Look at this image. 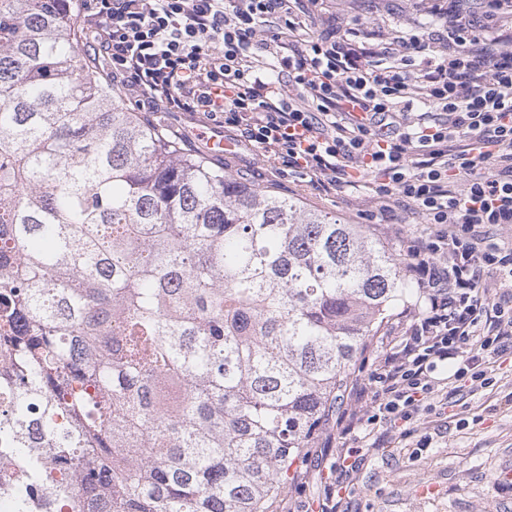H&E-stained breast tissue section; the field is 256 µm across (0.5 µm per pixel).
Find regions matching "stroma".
<instances>
[{
    "label": "stroma",
    "instance_id": "stroma-1",
    "mask_svg": "<svg viewBox=\"0 0 512 512\" xmlns=\"http://www.w3.org/2000/svg\"><path fill=\"white\" fill-rule=\"evenodd\" d=\"M449 6V0H319L315 13H299L297 20L310 32L334 23L337 32L356 34L376 59L390 64L394 57L387 53V44L408 30L429 44L430 56L446 54L447 41L436 40L435 33L447 24L444 11ZM138 119L164 138L176 132L186 135L184 153L205 157L256 188L300 200L348 224L372 216L376 233L395 252L429 229L413 208L395 201L383 206L370 186V174H361L355 186L320 195L307 183L277 174L271 160L249 150L240 147L224 155L210 151L197 135L209 125L203 116L149 112ZM494 376V389L462 387L453 405H439L422 415L419 432L431 439L422 455L412 456L397 433L376 430L381 447L353 475L349 512H512V356L497 360ZM317 463L314 449H307L291 467L269 512H286L298 496H314L321 478Z\"/></svg>",
    "mask_w": 512,
    "mask_h": 512
}]
</instances>
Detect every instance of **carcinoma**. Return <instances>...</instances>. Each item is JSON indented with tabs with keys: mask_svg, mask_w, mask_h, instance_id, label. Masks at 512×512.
Listing matches in <instances>:
<instances>
[{
	"mask_svg": "<svg viewBox=\"0 0 512 512\" xmlns=\"http://www.w3.org/2000/svg\"><path fill=\"white\" fill-rule=\"evenodd\" d=\"M79 40L67 0H0V495L269 512L421 289L368 225L180 153Z\"/></svg>",
	"mask_w": 512,
	"mask_h": 512,
	"instance_id": "carcinoma-1",
	"label": "carcinoma"
}]
</instances>
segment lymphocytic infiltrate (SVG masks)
I'll list each match as a JSON object with an SVG mask.
<instances>
[{
    "label": "lymphocytic infiltrate",
    "instance_id": "lymphocytic-infiltrate-1",
    "mask_svg": "<svg viewBox=\"0 0 512 512\" xmlns=\"http://www.w3.org/2000/svg\"><path fill=\"white\" fill-rule=\"evenodd\" d=\"M300 2L80 0L75 18L107 82L140 110L202 113L320 193L369 173L381 201L406 202L431 224L404 250L425 310L376 357L368 383L339 398L318 512H347L363 431L395 429L428 447L420 412L456 383L491 388L493 359L512 354V241L493 234L512 224V37L484 39L452 20L447 54L399 35L402 64L385 67L335 30L297 36ZM417 101L443 120L400 123ZM460 177L464 189H453Z\"/></svg>",
    "mask_w": 512,
    "mask_h": 512
}]
</instances>
